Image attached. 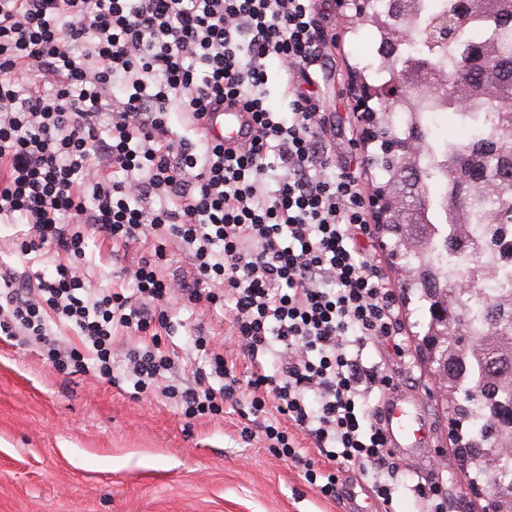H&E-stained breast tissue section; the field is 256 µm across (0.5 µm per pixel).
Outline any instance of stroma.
I'll return each mask as SVG.
<instances>
[{
    "label": "stroma",
    "mask_w": 512,
    "mask_h": 512,
    "mask_svg": "<svg viewBox=\"0 0 512 512\" xmlns=\"http://www.w3.org/2000/svg\"><path fill=\"white\" fill-rule=\"evenodd\" d=\"M313 4L326 37L323 57L312 69L324 114L320 135L338 166L360 184L381 181L370 162L376 146L362 137L349 85L351 72L370 61L364 33L346 25L336 0ZM30 234L20 221H0V273L47 275L60 262L53 252L21 254ZM154 244L150 237L126 250L87 235L82 273L93 287L135 295L128 269ZM397 304L409 352L398 384L425 406L430 420L422 451L401 463L444 477L450 512H482L483 500L467 491V468L452 452L448 411L418 348V302L401 291ZM232 308L228 302L220 309L202 303L169 309L159 339L174 362L166 383L190 384L197 372L207 371L194 344L201 330L226 359L245 368L232 335ZM145 342L137 332L117 329L107 380L90 371H58L25 336L0 338V512H345L342 503L312 489L301 467L273 456L261 438L242 441L246 421L236 409L188 419L161 389L136 393L123 354Z\"/></svg>",
    "instance_id": "35a3bbf8"
}]
</instances>
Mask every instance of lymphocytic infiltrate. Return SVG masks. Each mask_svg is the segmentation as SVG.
I'll list each match as a JSON object with an SVG mask.
<instances>
[{
  "instance_id": "1",
  "label": "lymphocytic infiltrate",
  "mask_w": 512,
  "mask_h": 512,
  "mask_svg": "<svg viewBox=\"0 0 512 512\" xmlns=\"http://www.w3.org/2000/svg\"><path fill=\"white\" fill-rule=\"evenodd\" d=\"M324 42L311 0H0V217L30 224L22 253L67 257L34 280L0 275V334L43 344L61 371L93 356L108 379L114 326L147 335L165 326L171 299L231 301L248 366L236 372L197 336L223 385L199 375L165 386L185 417L247 410L269 451L291 461L303 433L323 459L304 477L323 498L335 499L344 464L384 506L408 492L419 512H448L443 480L406 469L388 446L377 403L393 374L346 351L407 353L395 291L358 248L372 236L365 195L322 142L312 96L295 88L286 110L268 104L270 65L308 76ZM227 102L249 112V143L175 134L173 116L196 128ZM116 170L125 179H111ZM66 214L126 248L158 239L132 272L140 303L87 287L84 234L67 232ZM169 242L189 276L159 273ZM53 316L75 326L80 346L60 349ZM125 359L143 392L172 368L155 345Z\"/></svg>"
}]
</instances>
